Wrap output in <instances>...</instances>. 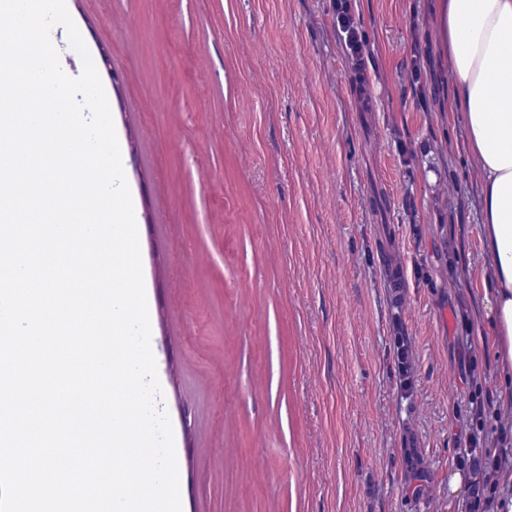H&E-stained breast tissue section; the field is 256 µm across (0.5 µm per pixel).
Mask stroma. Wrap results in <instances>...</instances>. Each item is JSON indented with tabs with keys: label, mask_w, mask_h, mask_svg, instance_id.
<instances>
[{
	"label": "stroma",
	"mask_w": 512,
	"mask_h": 512,
	"mask_svg": "<svg viewBox=\"0 0 512 512\" xmlns=\"http://www.w3.org/2000/svg\"><path fill=\"white\" fill-rule=\"evenodd\" d=\"M351 2L367 103L334 0H66L111 60L182 512H468L475 437L512 471L435 0Z\"/></svg>",
	"instance_id": "1"
}]
</instances>
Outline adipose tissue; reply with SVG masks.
<instances>
[{
  "label": "adipose tissue",
  "instance_id": "1",
  "mask_svg": "<svg viewBox=\"0 0 512 512\" xmlns=\"http://www.w3.org/2000/svg\"><path fill=\"white\" fill-rule=\"evenodd\" d=\"M469 158L480 176L478 224L490 262L488 333L512 381V0H440L435 6Z\"/></svg>",
  "mask_w": 512,
  "mask_h": 512
}]
</instances>
